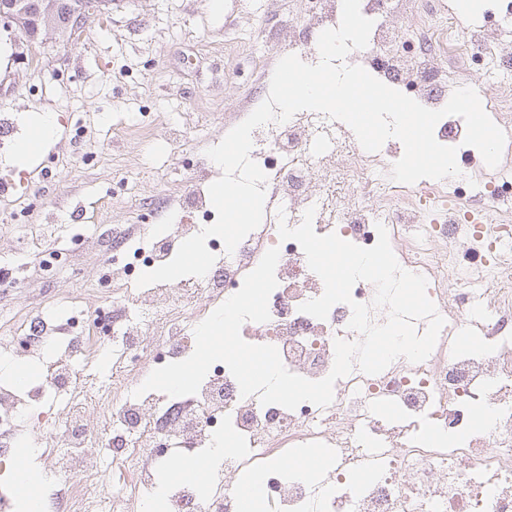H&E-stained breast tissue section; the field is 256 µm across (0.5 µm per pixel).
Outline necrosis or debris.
Masks as SVG:
<instances>
[{"label":"necrosis or debris","mask_w":512,"mask_h":512,"mask_svg":"<svg viewBox=\"0 0 512 512\" xmlns=\"http://www.w3.org/2000/svg\"><path fill=\"white\" fill-rule=\"evenodd\" d=\"M360 8L374 26L367 48L352 51L346 64L362 66L427 108L446 105L474 55L512 67L511 43L492 32L473 40L456 18L443 28L428 12L414 25L413 56H401L388 33L390 0H361ZM340 18L339 0H322L292 31L274 33L272 45L296 52L309 35L338 27ZM490 99L507 138L495 171L464 145L461 117H445L435 127L437 141L456 147L463 164L450 188L426 181L415 190L403 186L391 177L399 157L395 143L376 154L347 146L338 139L339 122L315 112L256 128L251 157L267 175L260 226L233 253L210 245L217 255L210 271L174 285L137 287V268L119 265L127 294L98 305L87 324L70 330L46 379L21 389L0 384V452L17 447L22 422L54 403L62 424L44 442V460L60 485L53 512H81L83 485L98 483L104 486L101 512H129L158 494L165 512H240L233 478L250 472L259 477L271 512H512V206L498 208V194L470 190L486 173L491 184L512 186V87L491 90ZM314 140L328 152L312 157ZM316 182L323 188L318 195L311 190ZM340 186L374 198V205L340 210ZM310 207L317 234L334 232L361 247L375 245L377 225L386 227L400 266L426 277L427 295L445 319L430 356L416 364L396 359L376 375L353 369L336 381L324 408L304 403L289 410L261 404L255 395L241 397L223 364L213 367L197 394L133 397L127 377L148 364L159 368L189 357L195 327L240 289L273 247L280 257L270 319L244 323L241 335L275 346L295 374L314 381L329 374L334 339L359 338L348 328L352 311L340 303L324 320L300 312L324 286L300 245L278 234L279 221L297 227ZM489 209L488 246L472 251L461 227ZM148 335L159 337L160 350L145 344ZM107 350L113 372L101 427L90 420L89 403L76 395L73 379L80 364ZM481 408L491 411L490 424L477 422ZM228 435L232 444L207 488L191 475L161 483L163 464L189 463ZM103 442L113 463L134 473L133 483L104 482L95 457ZM309 450L335 453L325 477L307 475L302 454Z\"/></svg>","instance_id":"1"}]
</instances>
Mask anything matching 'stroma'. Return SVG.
I'll return each instance as SVG.
<instances>
[{
    "instance_id": "stroma-1",
    "label": "stroma",
    "mask_w": 512,
    "mask_h": 512,
    "mask_svg": "<svg viewBox=\"0 0 512 512\" xmlns=\"http://www.w3.org/2000/svg\"><path fill=\"white\" fill-rule=\"evenodd\" d=\"M320 0H112L87 18L75 48L27 45L0 34V264L22 284L0 292V338L81 302L112 266L84 253L50 280L17 244L31 224L52 227V247L71 246L73 218L88 236L105 224L135 231L130 254L151 249L217 145L263 101L278 54L271 31L315 12ZM38 113L58 131L25 165L16 142ZM22 214L19 222L11 214Z\"/></svg>"
}]
</instances>
